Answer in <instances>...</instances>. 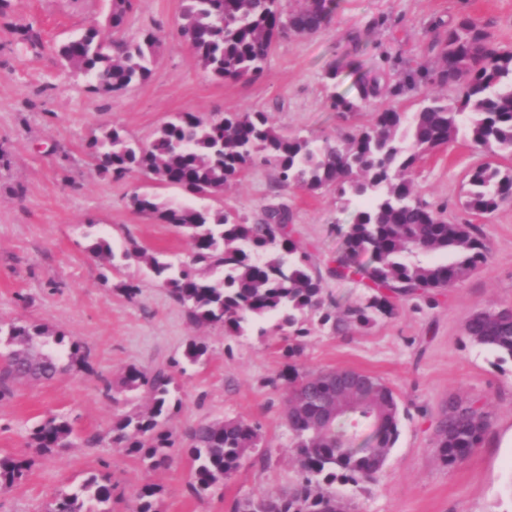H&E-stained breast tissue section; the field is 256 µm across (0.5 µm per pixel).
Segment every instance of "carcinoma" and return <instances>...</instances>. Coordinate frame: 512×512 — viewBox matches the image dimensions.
Instances as JSON below:
<instances>
[{"instance_id":"1","label":"carcinoma","mask_w":512,"mask_h":512,"mask_svg":"<svg viewBox=\"0 0 512 512\" xmlns=\"http://www.w3.org/2000/svg\"><path fill=\"white\" fill-rule=\"evenodd\" d=\"M179 34L202 70L224 81L255 80L274 44L290 35L320 31L330 20L327 0H184ZM131 0H112V32L105 38L95 28L58 46L61 59L81 75L90 90L117 94L147 81L159 50L157 37L138 39L123 31ZM438 65L402 75L387 88L376 77L356 82L353 99L332 94L336 112H356L383 95H397L420 80L456 89L449 101L427 96L414 112L395 108L375 110L367 124L336 139L283 134L267 113L226 112L218 122H206L183 112L163 125L152 141L138 148L117 127L103 131L89 145L90 158L102 173L115 179L139 171L151 172L167 185L189 195L207 191L219 195L250 167L269 165L278 183L309 193L333 187L345 207L355 213L343 233V249L327 267L336 279H355L368 291L364 300L336 313L326 298L323 277L309 263L295 237L293 216L285 206L264 210L261 221L222 208L198 209L186 202H161L148 194L131 198L134 209L160 224L186 231L188 261L178 265L133 242L122 254L135 259L162 282L174 302L199 325L239 336L257 321L277 319L276 328L292 329L285 355L301 353L297 338L309 334L306 324L344 334L367 326L377 317L394 314L395 300L419 297L432 304L437 295L466 280L489 258L483 231L476 224H454L441 218L405 178L426 156L464 137L474 148L494 156H512V48L496 45L491 35L468 16H461L431 43ZM512 198V171L486 162L471 173L465 207L476 214L497 210ZM110 264V242L97 238L89 247ZM465 335L499 359L512 360V307L481 310L463 322ZM0 399L22 378L51 381L72 368H85L88 355L79 342L46 325L0 324ZM331 371L300 372L290 363L277 375L286 382V422L303 478L278 495L244 497L231 512H352L347 501L319 487L337 479L371 480L385 465L399 436V405L395 391L382 380L364 374L354 384L329 381ZM174 378L160 369L135 366L121 377L128 391L145 390L150 406L121 416L110 431L112 446L121 447L152 469L169 466L173 434L164 429L172 407ZM489 413L476 400L459 414L440 413L433 447L440 461L455 467L484 440ZM68 418L56 415L36 426L30 446L39 452L61 447L72 435ZM261 434L242 419L203 422L185 434L184 451L191 460L190 492L201 497L224 484L259 447ZM30 462L0 459V491L22 478ZM114 485L109 477L86 479L79 490L61 493L47 512H112ZM157 489L138 493L136 512H156Z\"/></svg>"}]
</instances>
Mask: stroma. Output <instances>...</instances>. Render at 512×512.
Returning a JSON list of instances; mask_svg holds the SVG:
<instances>
[{
    "label": "stroma",
    "instance_id": "stroma-1",
    "mask_svg": "<svg viewBox=\"0 0 512 512\" xmlns=\"http://www.w3.org/2000/svg\"><path fill=\"white\" fill-rule=\"evenodd\" d=\"M110 8V0H8L0 7V154L9 161L0 166V322L48 325L77 340L89 362L88 369L45 383H16L0 399V458L31 461L0 494V512H46L54 496L76 491L93 474L111 475L112 512H134L146 485L159 488L157 512H230L235 499L277 494L300 477L285 390L271 384L288 363L285 344L270 320L242 336L195 324L135 261L115 269L91 255L99 236L117 254L131 238L182 258L189 249L178 228L130 205L137 193L162 201L184 200V193L139 172L121 180L99 173L89 156L92 135L117 126L146 142L179 113L206 117L241 109L268 113L288 135L353 131L373 109L410 112L424 95L451 99L455 92L422 84L351 113L329 109L331 94L356 97L355 82L363 75L382 74L392 84L402 71L434 67L430 43L463 15L495 44L512 48V0H333L325 28L280 40L258 79L236 82L214 80L198 66L179 35L182 0H134L125 35L154 32L159 55L147 82L104 95L64 69L56 49L87 28L102 27ZM32 34L39 47L31 46ZM486 160L461 139L410 174L417 194L442 207L448 221L481 226L490 251L485 265L436 304L404 299L395 316L348 335L316 326L302 339L299 370L353 368L381 378L400 397L399 437L384 467L374 480L335 484L354 512H512L504 491L512 476V362L474 345L462 329L472 312L512 305V203L485 216L461 205L470 171ZM218 203L251 222L269 204L287 205L298 241L322 268L342 249L353 214L335 191L278 186L269 167L249 169L225 187ZM128 281L141 286L136 298L121 290ZM193 340L208 352L175 375L172 396L179 404L167 423L174 439L201 421L241 418L259 428L261 449L269 454L264 463L251 455L223 486L200 498L189 493L192 470L182 452L170 467L154 470L104 440L86 443L88 435L104 436L118 417L149 403L141 392L105 398L102 379L119 382L131 366L169 367ZM452 398L481 399L491 426L480 448L448 468L438 460L433 437L434 421ZM55 414L72 422V446L33 453L32 429Z\"/></svg>",
    "mask_w": 512,
    "mask_h": 512
}]
</instances>
